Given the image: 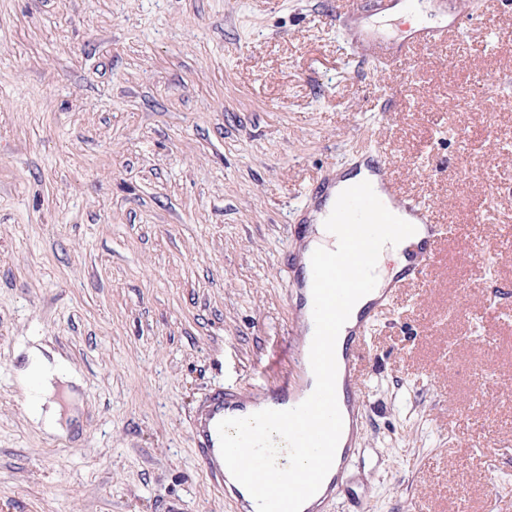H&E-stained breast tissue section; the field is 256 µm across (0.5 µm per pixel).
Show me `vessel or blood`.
Returning <instances> with one entry per match:
<instances>
[{
  "label": "vessel or blood",
  "instance_id": "obj_1",
  "mask_svg": "<svg viewBox=\"0 0 512 512\" xmlns=\"http://www.w3.org/2000/svg\"><path fill=\"white\" fill-rule=\"evenodd\" d=\"M470 17L463 11H455L452 20L439 23H419L410 37L396 45L384 64L394 67L403 64L413 50L441 49L448 42L464 34ZM390 162L386 156H378L372 171L386 197L395 208L412 216L423 229V235L409 255V261L386 288L381 296L367 305L358 315L357 322L346 336L345 346L339 358L344 367L342 395L339 407L345 409L349 417L350 433L342 447L337 448L336 458L316 493V501L302 512H324L325 507L335 501L341 493L347 492L349 467L357 455L355 448L361 415L353 405L357 390L356 370L366 349L370 331L380 310L387 307L400 288L411 283L425 281L436 262L440 245L448 233L444 225L435 221L429 204L411 197L398 198L391 178ZM335 176L321 178L305 194L299 207L300 222H307L313 208L318 207L322 195L335 183ZM310 339H303L293 351L291 358L296 367L293 376L285 377L278 385L269 389L263 406L267 409L286 410L304 401L313 391L315 378L309 362ZM252 400L241 398L230 388L209 394L198 407L193 417L192 435L194 453L199 465L212 480L230 495L237 504L238 512H257V505L248 491L237 481L231 480L229 471L222 459L218 423L226 418H241L251 415Z\"/></svg>",
  "mask_w": 512,
  "mask_h": 512
}]
</instances>
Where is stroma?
Returning a JSON list of instances; mask_svg holds the SVG:
<instances>
[{"instance_id": "stroma-1", "label": "stroma", "mask_w": 512, "mask_h": 512, "mask_svg": "<svg viewBox=\"0 0 512 512\" xmlns=\"http://www.w3.org/2000/svg\"><path fill=\"white\" fill-rule=\"evenodd\" d=\"M344 2L0 0V512H236L194 410L285 376L294 210L376 146L455 231L359 365L352 490L512 512V0H458L467 32L399 72L346 48ZM36 349L68 367L53 430ZM68 369L62 362L52 365L48 363L39 352H34L30 356L27 374L29 376L30 386L33 381L37 383L36 394L30 400V409L41 415L44 413V405L47 403V395L51 389L50 381L54 377H62Z\"/></svg>"}]
</instances>
